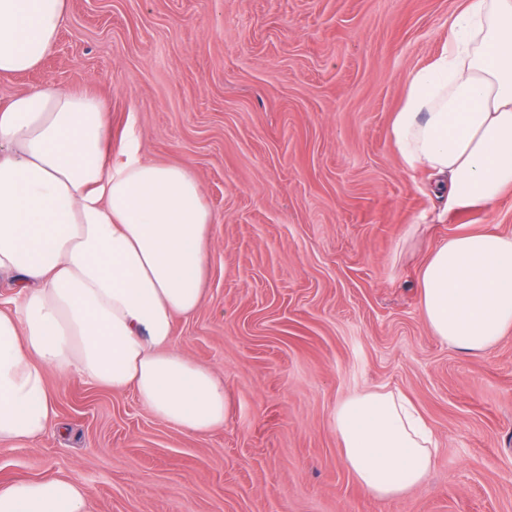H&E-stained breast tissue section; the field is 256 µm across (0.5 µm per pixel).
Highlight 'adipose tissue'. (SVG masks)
Wrapping results in <instances>:
<instances>
[{
	"label": "adipose tissue",
	"instance_id": "ef3b65f1",
	"mask_svg": "<svg viewBox=\"0 0 512 512\" xmlns=\"http://www.w3.org/2000/svg\"><path fill=\"white\" fill-rule=\"evenodd\" d=\"M66 0H0V76L36 68L55 45ZM96 96L53 85L0 104V443H30L52 423L48 372L116 393L206 435L223 426V380L176 350V317L203 302L212 215L195 175L145 157L137 137L109 151ZM391 136L428 173L443 211L493 206L512 189V0H468L448 41L409 73ZM432 336L469 354L512 330V236L472 232L428 254L418 275ZM346 467L373 498L401 497L432 468V430L400 392L341 401ZM69 478L0 483V512H88Z\"/></svg>",
	"mask_w": 512,
	"mask_h": 512
}]
</instances>
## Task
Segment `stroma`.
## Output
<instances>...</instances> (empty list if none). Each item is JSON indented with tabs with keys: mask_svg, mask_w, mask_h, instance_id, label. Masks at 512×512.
<instances>
[{
	"mask_svg": "<svg viewBox=\"0 0 512 512\" xmlns=\"http://www.w3.org/2000/svg\"><path fill=\"white\" fill-rule=\"evenodd\" d=\"M463 0H68L54 48L0 102L54 83L102 98L112 142L191 169L214 220L204 302L174 346L220 374L207 436L132 392L48 373L57 418L0 445V481L75 478L89 512H512V332L481 354L431 335L418 272L448 237L512 234V191L441 213L390 136L409 73ZM407 396L434 430L424 481L368 495L336 406Z\"/></svg>",
	"mask_w": 512,
	"mask_h": 512,
	"instance_id": "35a3bbf8",
	"label": "stroma"
}]
</instances>
